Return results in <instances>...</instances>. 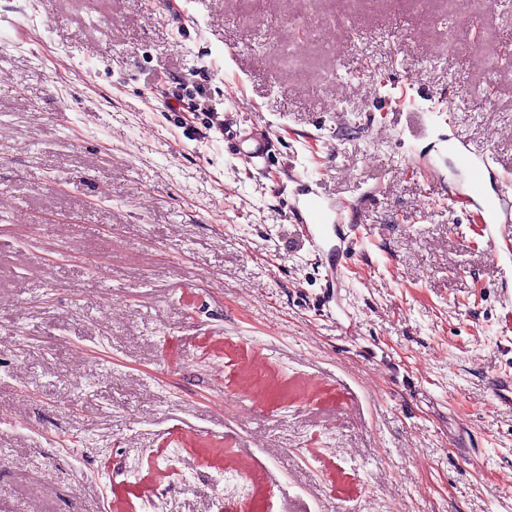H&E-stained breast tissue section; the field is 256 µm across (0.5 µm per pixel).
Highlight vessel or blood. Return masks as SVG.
Segmentation results:
<instances>
[{"label":"vessel or blood","instance_id":"vessel-or-blood-1","mask_svg":"<svg viewBox=\"0 0 512 512\" xmlns=\"http://www.w3.org/2000/svg\"><path fill=\"white\" fill-rule=\"evenodd\" d=\"M224 137L230 141L240 158L252 167L264 164L271 147L269 128L252 126L242 130L225 128ZM459 166L466 170L465 197L481 213L485 225L508 224L512 213L498 206L487 192V177L493 172L495 157L473 150L467 143L454 149ZM289 210L305 228L304 240L310 248L322 249L325 242L338 235V225L332 224L331 214L337 211L336 202L324 198L319 192L308 191L305 197H293L287 202ZM487 389L496 400L512 402V373H494L486 379Z\"/></svg>","mask_w":512,"mask_h":512}]
</instances>
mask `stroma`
Masks as SVG:
<instances>
[{
  "label": "stroma",
  "instance_id": "1",
  "mask_svg": "<svg viewBox=\"0 0 512 512\" xmlns=\"http://www.w3.org/2000/svg\"><path fill=\"white\" fill-rule=\"evenodd\" d=\"M474 8L0 0V512H512V252L449 149L512 165V0ZM216 129L224 139L230 141L237 154L247 164L257 168L264 164L269 156L271 147L270 127L252 126L242 130H233L232 127H224L219 123ZM305 197H293L287 200L289 210L297 217L305 228L303 235L309 248L322 250L323 245L333 235L338 237L339 224H330L331 213L339 212L336 202L324 198L319 192L311 189ZM487 389L501 403L512 402V373H494L486 378Z\"/></svg>",
  "mask_w": 512,
  "mask_h": 512
}]
</instances>
